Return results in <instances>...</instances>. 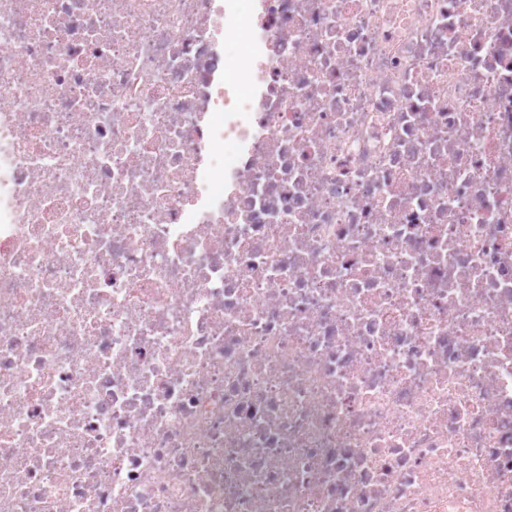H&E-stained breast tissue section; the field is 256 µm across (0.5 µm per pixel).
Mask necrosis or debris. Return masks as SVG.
<instances>
[{
	"label": "necrosis or debris",
	"instance_id": "4bbe7bcc",
	"mask_svg": "<svg viewBox=\"0 0 512 512\" xmlns=\"http://www.w3.org/2000/svg\"><path fill=\"white\" fill-rule=\"evenodd\" d=\"M0 512H512V0H0Z\"/></svg>",
	"mask_w": 512,
	"mask_h": 512
}]
</instances>
